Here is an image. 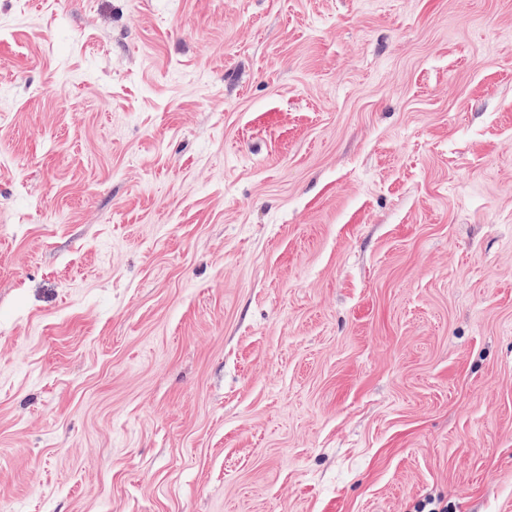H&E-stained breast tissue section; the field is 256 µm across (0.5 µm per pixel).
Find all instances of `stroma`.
Wrapping results in <instances>:
<instances>
[{"label": "stroma", "mask_w": 512, "mask_h": 512, "mask_svg": "<svg viewBox=\"0 0 512 512\" xmlns=\"http://www.w3.org/2000/svg\"><path fill=\"white\" fill-rule=\"evenodd\" d=\"M0 512H512V0H0Z\"/></svg>", "instance_id": "1"}]
</instances>
